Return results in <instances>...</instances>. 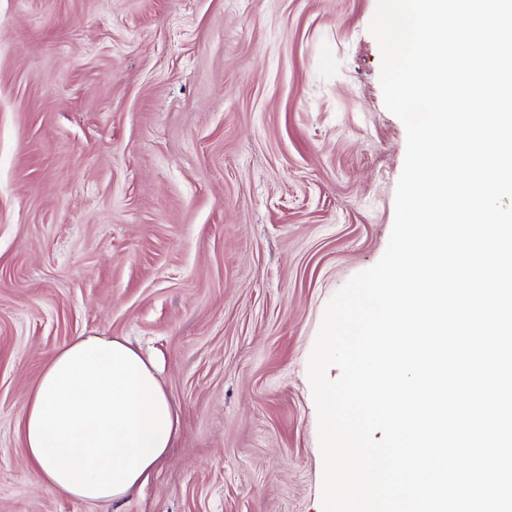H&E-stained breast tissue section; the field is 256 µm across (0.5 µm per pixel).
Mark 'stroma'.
<instances>
[{"mask_svg": "<svg viewBox=\"0 0 512 512\" xmlns=\"http://www.w3.org/2000/svg\"><path fill=\"white\" fill-rule=\"evenodd\" d=\"M376 0H0V512H322L307 375L406 153ZM155 356L181 427L112 503L25 463L63 345Z\"/></svg>", "mask_w": 512, "mask_h": 512, "instance_id": "35a3bbf8", "label": "stroma"}]
</instances>
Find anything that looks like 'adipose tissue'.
Segmentation results:
<instances>
[{
    "label": "adipose tissue",
    "mask_w": 512,
    "mask_h": 512,
    "mask_svg": "<svg viewBox=\"0 0 512 512\" xmlns=\"http://www.w3.org/2000/svg\"><path fill=\"white\" fill-rule=\"evenodd\" d=\"M180 426L155 360L128 340L80 336L26 394V464L48 489L112 503L140 488Z\"/></svg>",
    "instance_id": "obj_1"
}]
</instances>
